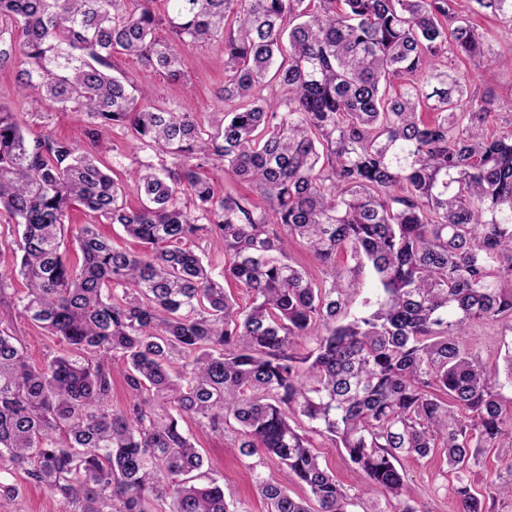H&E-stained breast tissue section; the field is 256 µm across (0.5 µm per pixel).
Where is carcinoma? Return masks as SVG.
Instances as JSON below:
<instances>
[{
  "label": "carcinoma",
  "instance_id": "carcinoma-1",
  "mask_svg": "<svg viewBox=\"0 0 512 512\" xmlns=\"http://www.w3.org/2000/svg\"><path fill=\"white\" fill-rule=\"evenodd\" d=\"M155 2L0 0V70L23 96L85 116L90 144L30 141L0 104V213L22 227V313L80 352L34 367L0 330V512L20 470L64 512H244L202 482L187 417L236 424L267 512H351L312 434L344 449L392 512H417L400 459L439 448L460 512H485L467 473L481 449L512 441L500 399L512 357L502 373L462 336L475 321L512 326V133L488 134L494 97L440 68L450 44L488 58L482 35L458 0H171L165 16ZM471 2L512 26V0ZM216 38L232 75L212 120L151 103L115 61L181 81V47ZM272 80L285 97L265 95ZM111 129L145 153L136 209L98 157ZM209 170L246 191L217 194ZM76 206L146 250L68 227ZM203 237L228 258L224 279L252 293L247 308L185 246ZM295 242L321 280L290 262ZM367 270L376 298L351 314ZM118 356L130 390L148 393L127 408L112 404ZM267 456L281 481L257 471Z\"/></svg>",
  "mask_w": 512,
  "mask_h": 512
}]
</instances>
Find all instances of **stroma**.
I'll use <instances>...</instances> for the list:
<instances>
[{
  "label": "stroma",
  "instance_id": "35a3bbf8",
  "mask_svg": "<svg viewBox=\"0 0 512 512\" xmlns=\"http://www.w3.org/2000/svg\"><path fill=\"white\" fill-rule=\"evenodd\" d=\"M185 54L190 77L185 85L144 69L132 58H119L117 64L119 70L151 90L155 103L172 108L185 106L199 113L215 111L220 104L218 95L229 77L224 67L221 42L193 46L187 48ZM457 72L471 91L496 96L498 105L487 120L490 131L511 132L512 69L497 67L487 61H464L459 63ZM0 103L10 105L17 112L29 137L53 134L75 139L79 136L82 117L57 111L47 101L22 99L12 72L0 71ZM18 239L14 221L8 215L0 214V281L5 284L4 290L0 291V309L7 313L0 327L20 338L30 362L38 366L47 357L67 352L68 347L59 338L35 327L21 313L20 300L25 296L27 286L13 267V251ZM463 341L479 351L487 364L500 367L507 354L512 353V328L502 323L478 322L469 328ZM184 428L196 439L206 470L223 481L226 495L234 502L243 503L247 512H266V505L256 492L248 460L238 449L231 447L229 435L201 427L192 419L185 422ZM313 443L337 481L349 493L359 495L354 512H385L384 497L377 489L363 486L343 449L318 437ZM401 468L419 512H458L459 500L454 493L456 479L440 451H433L423 458L404 459ZM11 481L19 489L13 504L15 512H63L64 502L30 481L24 472H14Z\"/></svg>",
  "mask_w": 512,
  "mask_h": 512
}]
</instances>
